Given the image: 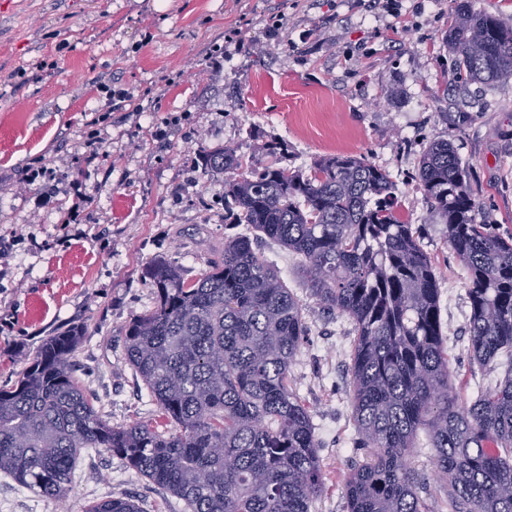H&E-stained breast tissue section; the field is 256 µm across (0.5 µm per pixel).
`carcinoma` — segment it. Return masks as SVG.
I'll return each mask as SVG.
<instances>
[{
  "instance_id": "obj_1",
  "label": "carcinoma",
  "mask_w": 512,
  "mask_h": 512,
  "mask_svg": "<svg viewBox=\"0 0 512 512\" xmlns=\"http://www.w3.org/2000/svg\"><path fill=\"white\" fill-rule=\"evenodd\" d=\"M457 82L512 79V28L461 0L448 15ZM224 175V219L298 257L310 294L349 317L352 416L362 459L348 512H428L409 457L425 431L451 512H512V236L476 220L469 172L446 140L429 144L418 182L467 275L470 359L507 356L496 386L460 404L450 381L435 263L419 227L396 215L388 172L362 157L257 165L231 147L203 151ZM154 306L125 329L124 359L171 430L113 426L76 376L85 325L47 338L0 388V475L64 498L80 454L102 448L183 501L184 512H310L323 491L319 442L292 388L308 336L299 301L251 238H224L192 278L157 257L143 270ZM84 512H142L134 497Z\"/></svg>"
}]
</instances>
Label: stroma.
<instances>
[{
	"instance_id": "35a3bbf8",
	"label": "stroma",
	"mask_w": 512,
	"mask_h": 512,
	"mask_svg": "<svg viewBox=\"0 0 512 512\" xmlns=\"http://www.w3.org/2000/svg\"><path fill=\"white\" fill-rule=\"evenodd\" d=\"M155 1L0 0V236L18 239L0 261V386L44 339L83 323L77 358L104 418L165 430L124 362L126 325L153 305L142 269L166 256L194 276L225 236L247 231L225 223L224 177L197 167L200 150L228 144L263 163L275 143L291 168L345 153L390 173L399 218L422 225L421 246L436 263L461 399L492 389L497 371L465 351L466 272L417 181L424 150L448 140L469 170L478 222L512 235V80L454 85L445 42L453 0H401L398 19L362 0H159V10ZM233 29L238 37L226 41ZM111 88L132 92L141 111H109ZM36 158L55 176L43 206L20 188ZM75 181L89 202L76 204ZM254 246L309 328L292 383L321 441L325 488L310 512H347L344 480L362 457L349 395L354 326L309 295L295 255L267 238ZM431 453L425 445L411 457L420 494L429 512H450ZM128 495L143 512L184 510L95 449L82 453L63 499L0 478V512H83Z\"/></svg>"
}]
</instances>
